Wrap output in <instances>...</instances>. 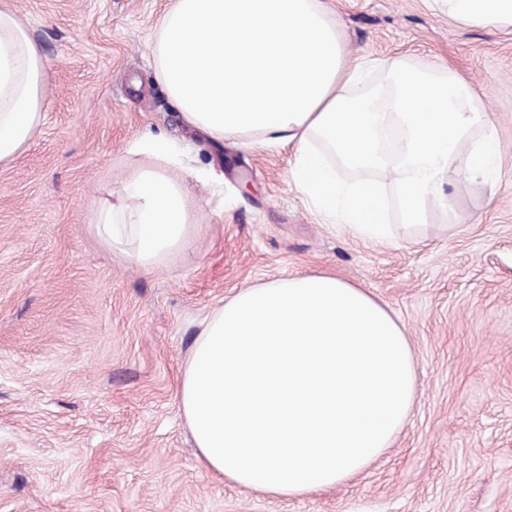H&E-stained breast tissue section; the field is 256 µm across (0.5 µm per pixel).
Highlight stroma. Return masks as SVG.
Listing matches in <instances>:
<instances>
[{
    "mask_svg": "<svg viewBox=\"0 0 512 512\" xmlns=\"http://www.w3.org/2000/svg\"><path fill=\"white\" fill-rule=\"evenodd\" d=\"M322 3L348 61L378 62V92L396 57L482 92L503 170L489 183L444 176L458 227L437 209L386 241L322 223L289 175L290 148L186 124L153 64L172 0H0L47 62L42 122L0 165V512H512V28L457 21L443 0ZM158 133L193 227L147 271L90 224L149 164L131 144ZM338 175L376 181L401 225L393 172ZM325 272L403 326L417 367L404 427L360 474L307 497L215 477L177 398L196 337L238 290Z\"/></svg>",
    "mask_w": 512,
    "mask_h": 512,
    "instance_id": "1",
    "label": "stroma"
}]
</instances>
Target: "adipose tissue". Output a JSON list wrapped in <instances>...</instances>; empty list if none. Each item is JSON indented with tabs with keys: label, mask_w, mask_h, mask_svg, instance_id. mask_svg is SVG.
<instances>
[{
	"label": "adipose tissue",
	"mask_w": 512,
	"mask_h": 512,
	"mask_svg": "<svg viewBox=\"0 0 512 512\" xmlns=\"http://www.w3.org/2000/svg\"><path fill=\"white\" fill-rule=\"evenodd\" d=\"M472 25L512 27V0H445ZM155 75L186 122L211 138L289 145L292 177L325 223L386 239L377 184L344 183L335 161L390 160L407 228L441 209L446 172L489 180L500 146L479 90L455 71L385 64L391 88L375 100L365 63L349 64L320 0H174L154 43ZM47 65L15 13L0 9V163L40 126ZM132 152L154 159L93 228L129 263L153 268L189 240L185 183L156 170L172 145L162 134ZM416 370L398 319L361 286L322 273L239 290L211 316L184 369L179 409L198 456L218 478L280 497L334 488L392 445L413 405Z\"/></svg>",
	"instance_id": "adipose-tissue-1"
}]
</instances>
